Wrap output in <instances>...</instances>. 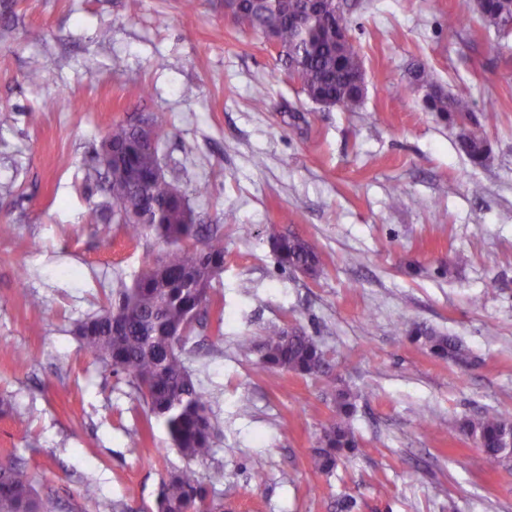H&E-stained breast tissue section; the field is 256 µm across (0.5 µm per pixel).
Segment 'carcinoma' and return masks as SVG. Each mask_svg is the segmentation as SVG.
Masks as SVG:
<instances>
[{
  "label": "carcinoma",
  "mask_w": 512,
  "mask_h": 512,
  "mask_svg": "<svg viewBox=\"0 0 512 512\" xmlns=\"http://www.w3.org/2000/svg\"><path fill=\"white\" fill-rule=\"evenodd\" d=\"M488 4L484 26L505 32L504 23L512 20V0H488ZM302 8V0H240L229 17L240 29L279 45L286 65L293 66L290 77L303 93L319 95L329 108L352 112L360 105L351 87L359 49L353 42L343 50L336 45V29L348 25L346 14L334 6L316 12L301 31L290 15ZM426 108L455 124H466L459 146L473 166L490 160L485 128L471 119L474 103L468 89L434 96ZM105 140L114 152L112 168L97 165L87 179L102 178L110 185L112 223L122 225L131 239L150 234L166 250L131 284L118 288L117 298L77 322L74 335L112 374L128 380L187 460L204 461L215 453L217 428L209 415L207 393L186 364L184 348L194 323L212 303L213 282L224 271V237L214 231L202 233L174 178L157 175L149 145L135 124L112 123ZM269 242L282 266L308 276L320 272L318 252L303 239L274 232ZM415 339L437 358L459 364L469 361L468 349L454 336L420 329ZM238 345L246 353H259L265 373L319 378L329 369L320 342L300 328L271 325L261 339L241 336ZM331 397L333 415L321 428L312 456V466L321 474L332 472L337 461L356 447L350 421L357 395L334 388ZM448 434L478 443L479 469L512 466V447H506L512 435L511 415L485 410L476 418L449 425ZM35 483L24 459H1L0 512H50L52 499L42 496ZM207 499V488L187 467L170 473L162 483L157 512H223V504H209Z\"/></svg>",
  "instance_id": "obj_1"
}]
</instances>
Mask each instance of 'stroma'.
<instances>
[{
  "instance_id": "stroma-1",
  "label": "stroma",
  "mask_w": 512,
  "mask_h": 512,
  "mask_svg": "<svg viewBox=\"0 0 512 512\" xmlns=\"http://www.w3.org/2000/svg\"><path fill=\"white\" fill-rule=\"evenodd\" d=\"M341 2L367 81L352 112L303 94L224 0H0V457L28 462L54 512H156L188 465L224 512H341L347 495L351 512H512V470L474 469V441L441 431L512 414V34L473 0ZM420 64L469 87L487 166L425 110ZM153 114L166 171L224 234L223 302L186 345L219 428L203 462L72 333L163 252L84 179L113 122ZM274 229L315 248L318 276L280 267ZM272 324L318 337L328 375L262 372L237 339ZM417 325L458 337L468 364L433 357ZM335 387L359 395L357 449L324 475L310 459Z\"/></svg>"
}]
</instances>
